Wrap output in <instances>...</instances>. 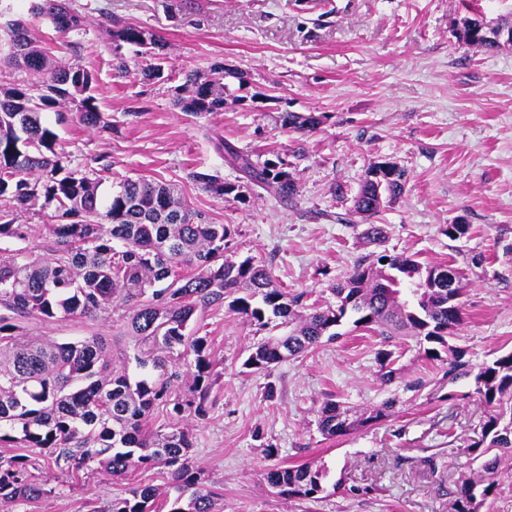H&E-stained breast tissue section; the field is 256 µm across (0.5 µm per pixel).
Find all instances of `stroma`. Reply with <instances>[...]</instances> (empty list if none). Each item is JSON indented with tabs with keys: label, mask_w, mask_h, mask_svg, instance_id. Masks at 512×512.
Returning a JSON list of instances; mask_svg holds the SVG:
<instances>
[{
	"label": "stroma",
	"mask_w": 512,
	"mask_h": 512,
	"mask_svg": "<svg viewBox=\"0 0 512 512\" xmlns=\"http://www.w3.org/2000/svg\"><path fill=\"white\" fill-rule=\"evenodd\" d=\"M80 30L58 38L33 20L52 59L95 70L97 95L111 131L54 125L74 162L107 157L114 176L174 185L195 210L232 227L225 255L268 264L279 287L308 303L334 297L357 258L387 250L463 271V321L451 339L475 364L512 349V44L492 54L462 43L457 30L469 6L512 24V0H74ZM135 26L166 43L163 80L118 76L105 44L109 31ZM231 69L224 109L198 118L175 104L186 74ZM285 112L323 116L320 129H282ZM253 159L281 158L296 193L258 188L225 158L224 145ZM390 162L406 190L374 221L383 246L364 244V219L353 208L368 167ZM214 174L241 194L219 198L189 179ZM463 221L467 237L450 240L443 225ZM124 309L111 316L31 320L30 335L59 342L106 337L114 362L139 347L125 333ZM198 322L209 336L212 386L206 415L183 413L193 436L192 465L205 488L219 492L216 512H449L451 494L479 467L466 447L481 432L484 409L467 399L469 380L443 381L442 363L427 361L415 338L383 339L355 331L283 361L271 374L245 368L254 344L270 337L231 311L207 309ZM394 351L392 385L376 354ZM422 379L428 387L410 391ZM277 397H264L267 382ZM400 394L394 414L335 439L317 428V411L333 399L356 408ZM455 399H447L448 391ZM278 450L266 456V447ZM440 462L437 472L422 464ZM32 475L45 494L1 505L0 512H104L112 496L137 484L164 486L165 468L119 477L98 470L62 478L39 451ZM311 463L327 472L324 498H288L262 479L275 464ZM363 487L360 495L348 494Z\"/></svg>",
	"instance_id": "35a3bbf8"
}]
</instances>
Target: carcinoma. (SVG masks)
Returning <instances> with one entry per match:
<instances>
[{
	"label": "carcinoma",
	"instance_id": "carcinoma-1",
	"mask_svg": "<svg viewBox=\"0 0 512 512\" xmlns=\"http://www.w3.org/2000/svg\"><path fill=\"white\" fill-rule=\"evenodd\" d=\"M30 14L44 17L61 37L80 29L82 16L69 0H31ZM8 58L41 76L36 83L0 86V242L24 241L27 226L15 223L19 210L50 214L46 257L25 247L0 246V446L23 448L0 453V501L35 500L46 489L33 480L26 451L38 448L64 476L100 469L119 476L131 467L167 469L162 489L132 486L112 497L107 512H212L216 492L201 487L199 471L189 461L192 435L180 429L153 428L156 406L170 405L179 416L207 411L211 362L207 337L186 330L197 312L224 304L262 327L278 318L292 324L287 335L252 347L244 366L271 374L280 362L317 348L322 338L338 336L336 328L352 320L354 328L382 336H413L428 343L423 357L448 363V382L472 380V391L484 406L481 435L467 446L480 470L454 492L450 512H483L498 494L496 475L504 458L512 457V350L475 365L466 351L448 338L463 320L462 303L450 302L461 288L436 280L442 271L458 272L454 263L424 265L411 256L381 252L364 256L348 277L330 286L336 305L304 304V294H289L274 285L272 269L251 257L224 258L232 230L214 224L175 197L171 185L143 178L112 180V164H72L59 148L58 134L43 114L74 102L72 119L86 128L112 129L103 122L94 73L78 64L53 66L49 48L31 24L12 20L4 26ZM152 58L139 68L146 80L163 77L165 44L132 26L110 32L113 70L131 73L124 46ZM224 63L214 62L206 75L186 76L188 95H177L182 111L205 117L224 111ZM322 117L287 112L282 127L290 132L315 131ZM233 165L250 182L274 186L289 200L295 182L282 161H253L250 154L224 146ZM190 177L217 197L235 186L209 174ZM405 171L380 183L369 177L354 197V209L374 215L406 188ZM116 303L127 309V334L149 346L135 356L138 373L116 367L103 336L70 342L46 341L26 333L29 318L50 322L109 313ZM194 356V396L173 395L166 373L171 354ZM380 378L393 379L394 353L377 358ZM398 403L389 397L372 409H356L327 401L317 425L327 438H337L385 420ZM263 480L281 495L316 499L324 492L326 471L307 463L273 465Z\"/></svg>",
	"mask_w": 512,
	"mask_h": 512
}]
</instances>
